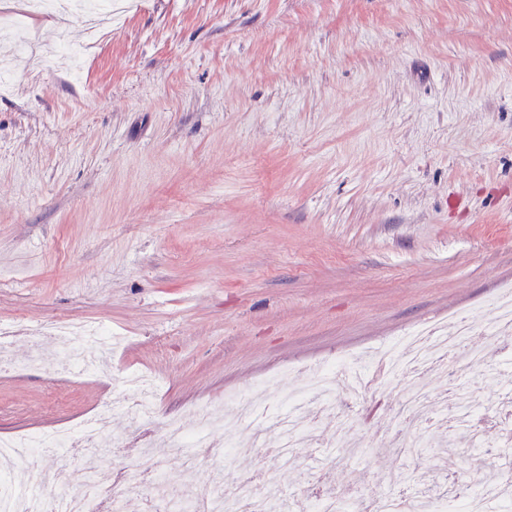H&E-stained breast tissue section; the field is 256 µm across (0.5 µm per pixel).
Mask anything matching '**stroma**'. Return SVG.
<instances>
[{
  "mask_svg": "<svg viewBox=\"0 0 512 512\" xmlns=\"http://www.w3.org/2000/svg\"><path fill=\"white\" fill-rule=\"evenodd\" d=\"M62 33L85 50L82 81L48 57ZM27 35L0 91V327L89 320L123 342L110 373L75 379L20 336L0 434L86 418L133 370L159 390L150 424L112 419L128 482L146 442L170 489L263 467L304 499L328 472L349 512L362 488L441 476L443 456L388 445L399 378L305 406L323 444L288 466L177 453L163 433L228 395L274 406L293 366L370 367L452 315L483 342L512 286V0H140L94 41L79 15ZM453 370L495 449L457 448L459 482H498L512 366L460 354Z\"/></svg>",
  "mask_w": 512,
  "mask_h": 512,
  "instance_id": "35a3bbf8",
  "label": "stroma"
}]
</instances>
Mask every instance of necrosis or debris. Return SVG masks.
<instances>
[{
	"label": "necrosis or debris",
	"mask_w": 512,
	"mask_h": 512,
	"mask_svg": "<svg viewBox=\"0 0 512 512\" xmlns=\"http://www.w3.org/2000/svg\"><path fill=\"white\" fill-rule=\"evenodd\" d=\"M495 315V322L486 333L485 347L468 348L472 328L466 317L455 315L449 319V328L423 327L408 333L403 341V353L384 359L383 369L394 376L407 378V407L419 423L443 427L448 424L450 417H457L461 422L471 417L470 408L462 404L456 375L448 377L447 402L436 405L429 399L424 374L430 366L453 361L463 349L467 350L470 361L474 363L482 361L490 351H512V334L507 331L508 326L512 325L511 297H504L498 303ZM47 338L54 339L60 347L57 371L88 375L96 374L111 357L115 343L111 328L94 322L68 326L46 323L33 328L29 336L34 344ZM340 372L341 367L336 363L295 371V385L280 396L276 413L286 431L274 439H246L238 435L239 423L254 418L260 408L251 398L234 395L229 399L230 409L223 416H216L209 408H200L196 412L195 430L189 433L180 427L170 428L165 435V443L176 451L207 448L211 445L210 433L218 430L222 433L221 440L225 447L250 448L259 454L267 452L272 446L284 451L302 446L306 429L301 421L294 418L295 409L316 399L333 397ZM118 382L120 391L132 397L125 407L131 419L141 423L151 422L155 416L152 398L155 385L152 380L131 371L121 375ZM114 412V406L107 400L99 405L93 417L74 428L48 436L1 438L0 512H88V506L92 503L119 504L126 496L128 487L106 475L97 478L94 487L79 483L77 488L61 492L50 502L43 500L33 490L34 484L46 478L45 473L34 465L37 455L65 452L92 456L100 449L110 447L106 429ZM22 459L32 462L30 473L33 486L28 490L20 489L13 480L14 465ZM279 496L276 484L264 470L250 472L232 484L210 482L200 494L201 499L207 502L206 512H243L248 504L258 500H274Z\"/></svg>",
	"instance_id": "necrosis-or-debris-1"
}]
</instances>
